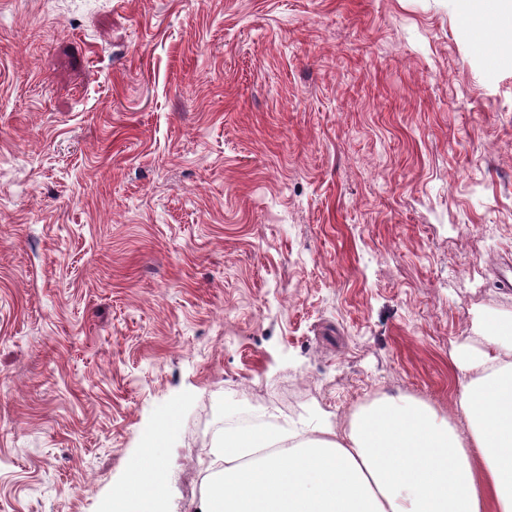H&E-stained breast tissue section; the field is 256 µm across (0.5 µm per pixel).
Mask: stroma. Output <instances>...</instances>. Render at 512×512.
Masks as SVG:
<instances>
[{"label":"stroma","instance_id":"stroma-1","mask_svg":"<svg viewBox=\"0 0 512 512\" xmlns=\"http://www.w3.org/2000/svg\"><path fill=\"white\" fill-rule=\"evenodd\" d=\"M498 0H0V512H196L229 408L453 407L512 311ZM165 475L161 463L152 455L142 457L141 468L118 497L117 512H123L127 501L139 504V512H160L158 496L164 485Z\"/></svg>","mask_w":512,"mask_h":512}]
</instances>
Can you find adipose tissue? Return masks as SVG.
I'll return each instance as SVG.
<instances>
[{
  "label": "adipose tissue",
  "instance_id": "obj_1",
  "mask_svg": "<svg viewBox=\"0 0 512 512\" xmlns=\"http://www.w3.org/2000/svg\"><path fill=\"white\" fill-rule=\"evenodd\" d=\"M473 331L453 355L452 414L383 392L341 428L225 429L199 512H512V312L476 311ZM164 480L144 455L121 499L159 512Z\"/></svg>",
  "mask_w": 512,
  "mask_h": 512
}]
</instances>
